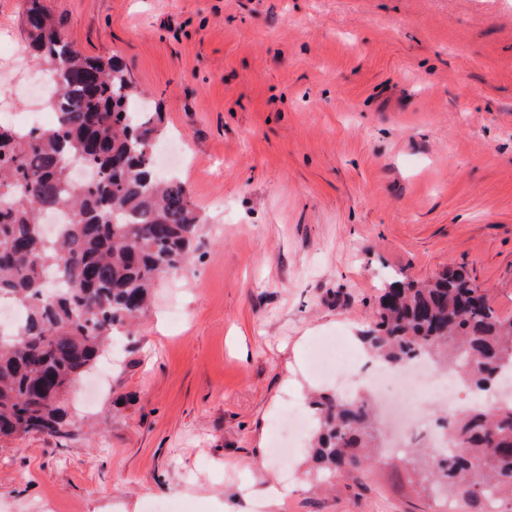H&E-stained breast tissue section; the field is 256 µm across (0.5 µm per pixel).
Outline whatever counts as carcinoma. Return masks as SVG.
Returning <instances> with one entry per match:
<instances>
[{
    "label": "carcinoma",
    "instance_id": "cac0c4a2",
    "mask_svg": "<svg viewBox=\"0 0 512 512\" xmlns=\"http://www.w3.org/2000/svg\"><path fill=\"white\" fill-rule=\"evenodd\" d=\"M32 55L52 72L54 123L23 130L0 122V300L23 309L0 332V439L64 436L72 422L60 396L107 352L114 332L146 314L157 282L189 263L202 219L190 191L161 176L152 150L161 119L134 111L136 86L114 57L87 58L65 41L43 0H25ZM94 177L71 180L70 166ZM69 222L53 240L38 224L45 211ZM66 287L53 289L44 272ZM363 343L391 367L421 356L451 365L471 389L512 382V317L457 265L428 280L387 283ZM310 471L327 481L360 469L377 447L373 409L323 393ZM451 447L420 455L428 474L464 504L490 497L512 512V398L442 418Z\"/></svg>",
    "mask_w": 512,
    "mask_h": 512
}]
</instances>
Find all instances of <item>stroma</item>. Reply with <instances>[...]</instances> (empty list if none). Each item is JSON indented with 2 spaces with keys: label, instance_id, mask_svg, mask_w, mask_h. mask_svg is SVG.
I'll return each instance as SVG.
<instances>
[{
  "label": "stroma",
  "instance_id": "stroma-1",
  "mask_svg": "<svg viewBox=\"0 0 512 512\" xmlns=\"http://www.w3.org/2000/svg\"><path fill=\"white\" fill-rule=\"evenodd\" d=\"M161 115L205 226L137 335L71 390L69 438L0 442V512H448L410 448L334 487L274 421L331 388L386 281L460 264L512 316V0H43ZM0 0V61L24 51ZM288 493L276 506L260 491Z\"/></svg>",
  "mask_w": 512,
  "mask_h": 512
}]
</instances>
